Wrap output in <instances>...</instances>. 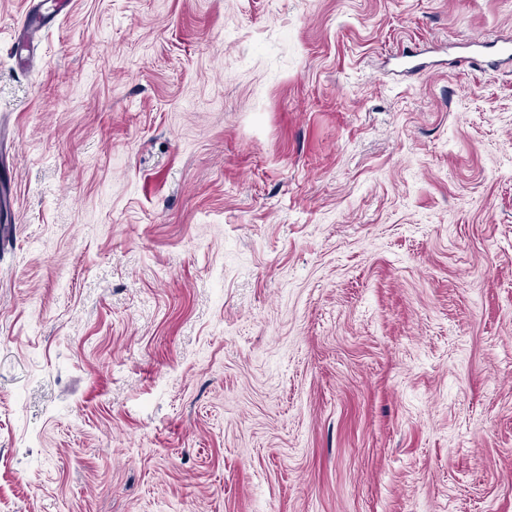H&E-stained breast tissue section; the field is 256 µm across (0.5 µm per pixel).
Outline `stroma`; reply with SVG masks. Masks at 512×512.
<instances>
[{
    "label": "stroma",
    "instance_id": "1",
    "mask_svg": "<svg viewBox=\"0 0 512 512\" xmlns=\"http://www.w3.org/2000/svg\"><path fill=\"white\" fill-rule=\"evenodd\" d=\"M509 40L0 0V512H512Z\"/></svg>",
    "mask_w": 512,
    "mask_h": 512
}]
</instances>
